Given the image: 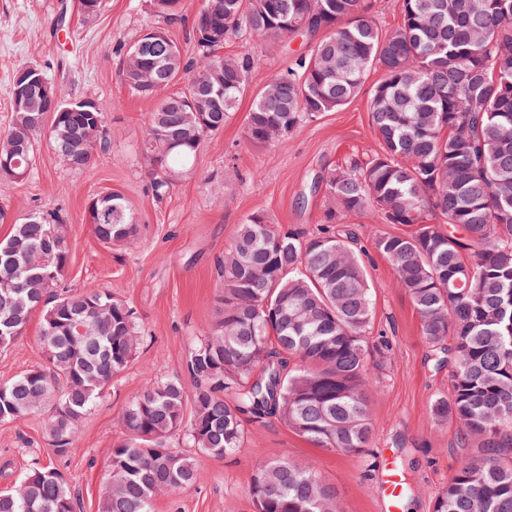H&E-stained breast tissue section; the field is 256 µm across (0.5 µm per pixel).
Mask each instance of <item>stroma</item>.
Listing matches in <instances>:
<instances>
[{
    "mask_svg": "<svg viewBox=\"0 0 512 512\" xmlns=\"http://www.w3.org/2000/svg\"><path fill=\"white\" fill-rule=\"evenodd\" d=\"M75 2L0 0V133L12 119L13 72L27 63L65 86L71 98L97 104L109 146L90 167L73 171L48 140H41L29 177L0 191V209L14 217L34 210L62 212L71 246L65 289L112 290L134 309L143 340L128 368L82 420L79 445L68 455H56L49 447L45 411L0 422V491L16 488L31 468H54L79 491L81 512H97L110 449L123 436L122 410L140 389L180 373L188 352L204 336L220 294L217 263L238 225L261 211L280 226L316 231L328 203L322 175L361 157L375 143L368 101L380 74L369 73L345 107L301 124L282 141L254 147L245 140L253 91L294 66L312 40L297 35L275 43L255 36L230 39L225 55L263 59L251 74V92L223 131L206 139L193 171L158 198L141 154L144 121L157 101L132 94L119 72L122 47L153 21L150 2L107 0L105 10L90 20L75 11ZM62 12L69 19L65 39L56 31ZM111 191L126 198L136 218L135 236L122 249L102 244L88 220L89 201ZM343 222L367 252L374 288L372 334L385 347L384 378L370 393V455L313 447L274 417L249 422L234 455L195 453L196 482L156 496L153 512H254L252 473L279 456L315 463L335 486L341 512H385L380 465L391 457L408 484L399 512H431L433 498L466 451L458 443L459 425L437 423L430 412L433 396L448 391V371L434 368L411 301L388 262L372 249L376 235L398 234L405 227L378 224L365 214L347 215ZM41 333L36 312L14 343L0 349V383L44 364Z\"/></svg>",
    "mask_w": 512,
    "mask_h": 512,
    "instance_id": "stroma-1",
    "label": "stroma"
}]
</instances>
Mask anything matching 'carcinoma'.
<instances>
[{"label": "carcinoma", "instance_id": "cac0c4a2", "mask_svg": "<svg viewBox=\"0 0 512 512\" xmlns=\"http://www.w3.org/2000/svg\"><path fill=\"white\" fill-rule=\"evenodd\" d=\"M154 15L178 19L181 0H150ZM185 57L165 28L148 25L122 58L135 95H162L147 114L142 153L160 198L192 169L205 140L222 130L260 59L227 57L224 42L248 34L270 41L324 32L310 53L254 97L245 139L262 147L300 124L347 105L368 73L381 78L369 101L376 147L322 176L333 203L305 237L263 212L239 225L218 262L214 322L192 347L184 376L155 382L125 405L126 438L113 444L99 512H152L156 495L196 482L193 457L168 443L188 425L190 446L214 457L241 447L244 418L276 416L326 451L362 455L371 446L369 391L382 365L370 361L374 302L363 251L346 213L378 224L374 249L389 263L436 359L448 363V393L431 412L461 427L472 448L435 496L433 512H512V0H401V22L381 31L369 0H205ZM184 87L171 90L176 80ZM0 136V158L16 162L9 187L32 170L43 133L65 166L91 165L105 142L91 100L55 87L45 128L40 89L17 105ZM89 224L104 244L136 229L127 200L93 199ZM461 229L459 236L456 229ZM70 262L67 224L32 211L0 243V348L42 314L46 364L0 384V422L50 406L44 431L54 453L75 447L84 416L134 359L143 335L134 312L110 291L59 292ZM193 386L187 392L183 378ZM255 512H338L336 487L312 463L272 459L250 483ZM0 512H80L56 470L30 469L0 492Z\"/></svg>", "mask_w": 512, "mask_h": 512}]
</instances>
